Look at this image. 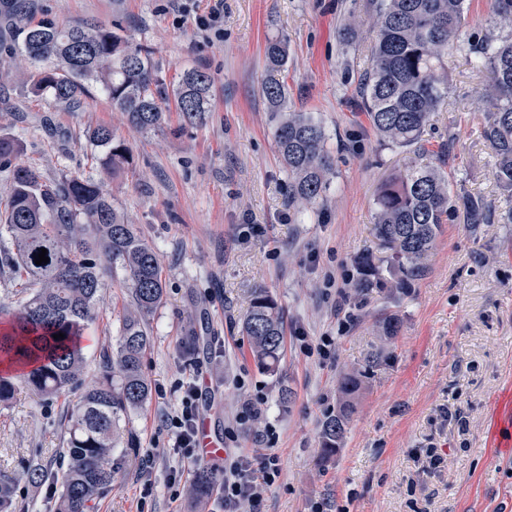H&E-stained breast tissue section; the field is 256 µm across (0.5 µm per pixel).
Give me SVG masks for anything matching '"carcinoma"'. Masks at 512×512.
Listing matches in <instances>:
<instances>
[{
  "instance_id": "carcinoma-1",
  "label": "carcinoma",
  "mask_w": 512,
  "mask_h": 512,
  "mask_svg": "<svg viewBox=\"0 0 512 512\" xmlns=\"http://www.w3.org/2000/svg\"><path fill=\"white\" fill-rule=\"evenodd\" d=\"M465 3L372 0L375 40L361 84V106L387 145L424 154V129L434 113L448 106L444 61L448 49L460 48ZM491 4L494 17L511 32L471 40L467 54L490 74L483 138L494 153L500 186L512 192V0ZM15 26L21 36L17 68L36 91L59 105L80 107L96 85L111 101L112 111L144 132L163 127L164 105L171 96L183 127L199 123L208 111V72L189 70L170 88L159 75L151 47L102 23L86 20L63 28L50 19L32 24L19 17ZM266 62L261 91L271 111L280 113L273 136L288 173V207L301 213L327 191L334 156L319 122L285 109V40L268 43ZM92 138L106 149L112 168L129 163L126 147L114 141L110 129L100 127ZM18 154V143L0 136V171L11 172L10 193L0 212V228L8 234L7 245L0 246V270L11 272L27 293L12 330L0 334V362L17 366L25 386L48 400L69 393L79 386L81 340L107 271L122 269L129 292L119 319L118 346L103 354L99 381L68 415L66 447L59 451L55 473L62 485L56 512H94L95 502L112 483L109 459L120 420L143 407L151 393L142 361L151 342L149 319L164 300L165 282L157 252L125 223L99 184L68 175L48 180L37 167L18 163ZM460 206L473 228L494 218L484 199L459 193L440 167L414 162L393 174L377 193L373 224L375 239L389 252L386 265L375 263L370 253L362 255L352 288L361 294L372 288L397 293L411 287L423 275L424 260L442 225ZM43 248L49 262L37 265L35 256ZM243 330L258 367L278 370L284 351L282 308L267 289L252 290ZM59 333L65 338H53ZM362 377L360 372L340 376L343 402L321 427L327 456L341 448ZM49 477L48 467L37 458L25 462L20 474L30 485ZM212 485V477L200 472L189 493L201 501ZM14 493V479L0 476V512L11 508Z\"/></svg>"
}]
</instances>
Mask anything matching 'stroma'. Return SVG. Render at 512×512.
I'll list each match as a JSON object with an SVG mask.
<instances>
[{"mask_svg": "<svg viewBox=\"0 0 512 512\" xmlns=\"http://www.w3.org/2000/svg\"><path fill=\"white\" fill-rule=\"evenodd\" d=\"M32 20L61 24L94 19L120 26L154 51L166 83L202 68L212 78L210 110L201 125L178 133L142 132L122 122L107 97L91 89L77 109L34 96L25 83L0 91V134L16 139L20 161L45 178L68 174L99 183L127 223L152 245L166 283L150 318L143 372L146 408L126 420L136 450L117 443L112 485L96 512H216L174 485L196 465L171 449L167 415L183 386L203 377L200 409L216 435L231 430L230 454L263 448L272 427L280 475L262 512H512V459L487 445L492 402L512 386V224L470 228L463 217L443 225L413 288L390 302L388 292L354 294L356 260L377 252L372 234L381 183L412 159L386 146L358 110L359 84L373 43L370 0H224V29L202 37L197 18L212 0H189L178 16L171 0H0V68L13 64L15 4ZM354 32L351 46L338 37ZM288 39V109L320 121L335 157L330 187L306 214L288 208V174L273 138V114L261 93L268 40ZM488 72L460 51L448 54V108L423 138L433 154L448 152L458 189L493 210L512 208L498 184L492 150L482 137ZM109 127L127 147L130 166L113 172L92 128ZM282 306L285 352L277 373L261 371L242 329L252 289ZM128 301L123 271L107 273L82 339L83 388L100 378V355L119 341L117 315ZM402 319L381 343L379 322ZM193 338L194 355L183 342ZM331 338V358L316 348ZM379 356L369 367L371 356ZM366 371L342 447L324 455L321 424L339 402L343 370ZM291 399L281 404V388ZM80 390L55 400L27 388L0 403V474L18 476L12 512H54L56 480L22 481L33 454L56 458L66 440L65 413ZM256 421L240 423L246 403ZM435 443L441 472L425 471L412 452Z\"/></svg>", "mask_w": 512, "mask_h": 512, "instance_id": "stroma-1", "label": "stroma"}]
</instances>
